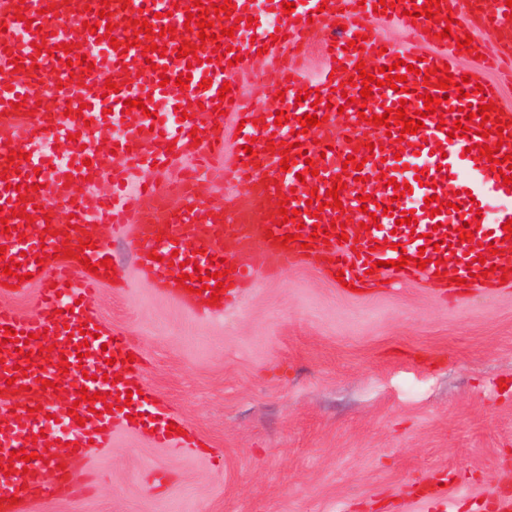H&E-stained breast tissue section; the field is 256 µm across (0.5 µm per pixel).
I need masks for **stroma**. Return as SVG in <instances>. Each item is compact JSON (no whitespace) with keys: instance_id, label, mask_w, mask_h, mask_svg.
<instances>
[{"instance_id":"1","label":"stroma","mask_w":512,"mask_h":512,"mask_svg":"<svg viewBox=\"0 0 512 512\" xmlns=\"http://www.w3.org/2000/svg\"><path fill=\"white\" fill-rule=\"evenodd\" d=\"M238 87L277 105L261 59ZM234 134L225 119L224 158L199 176L216 204ZM137 232L103 228L125 285L104 283L96 314L145 352L147 385L200 445L173 454L117 422L72 466L78 495L32 512H444L418 492L440 480L454 512H479L512 493V288L356 292L309 262L199 314L142 279Z\"/></svg>"}]
</instances>
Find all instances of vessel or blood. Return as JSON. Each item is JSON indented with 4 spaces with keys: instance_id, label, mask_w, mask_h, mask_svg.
Returning a JSON list of instances; mask_svg holds the SVG:
<instances>
[{
    "instance_id": "obj_1",
    "label": "vessel or blood",
    "mask_w": 512,
    "mask_h": 512,
    "mask_svg": "<svg viewBox=\"0 0 512 512\" xmlns=\"http://www.w3.org/2000/svg\"><path fill=\"white\" fill-rule=\"evenodd\" d=\"M282 0H271L268 10H260L259 0H235V13L254 17L252 27H239L233 36L221 37L219 42H208L197 49L199 64L188 65L180 58V35L185 34L187 6L193 0H129L120 6L111 0V17L103 19L100 0H0V14L9 23L0 32V42L7 34L33 24L26 41L10 44L0 50V217L7 219L9 234L0 233V246L7 257L20 263L22 272L33 273L41 282L36 308L27 317H19L7 306L0 305V390L8 378H15L23 386L25 400L40 404L36 415H29L24 403L11 405L0 402V463H12L10 474L0 473V512H25L37 495L69 494L70 485L64 480L63 466L85 458L88 447L108 448L112 445L111 429L116 421L132 417L134 428L152 433L161 447L194 448L198 441L194 434L185 432L183 421L161 401L144 381V360L133 356L134 346L128 336L108 328L95 313V294L104 281L103 275L86 271L78 259L56 255L57 247L82 249L91 262H99L111 255L108 240H98L95 248H86L83 229L87 224H107L119 227L137 221L140 231L131 242V249L139 260L144 281L175 294L190 307H197L199 296L193 291L198 281L195 270H222L226 276L222 302H229L243 288L254 284L258 273L281 274L288 264H301L318 259L330 274H342L348 284L368 288L375 285L379 274L373 273L375 261L396 260L400 255L411 256L412 262L396 276L408 279L422 277L436 288L448 285L449 276L473 277V285L482 290H493L500 285L512 286V273L500 275L504 266L502 255L487 257L485 263L472 261L467 254L469 244L460 241L458 227L475 219L480 227L474 240L492 245H504L512 251V238H506L504 223L512 219V191L507 190L503 178L491 171L487 158L471 157L468 148L483 141L478 134L480 125H487L488 145H500L502 152H512V110L503 109L502 119L508 124L507 138L494 133L495 122H483L481 116L468 120L469 130L464 137H449L445 127L456 120H466L464 107H479L484 100L498 96L492 76L501 64L512 61V19L507 18L504 0H440L441 8L465 4L464 19L458 32L490 29L496 31L503 44L502 52L480 60L479 73L465 74L455 38H441L442 24L426 17L412 16L413 6L425 5L426 0H398L387 8L386 15L411 32L415 42L428 45L425 54H418L412 45L386 46L380 34L373 30L369 19L379 0H300L291 14H284ZM144 18L154 28L175 26L177 39L162 36L153 38L138 34V46L127 52L114 50L105 41L106 24H113V37L125 42L126 19ZM97 24V31L84 30V22ZM331 29L332 35L323 42L326 65L316 83H308L305 72L297 65L299 50L305 46L312 28ZM366 37L363 49H347V41L356 34ZM44 41L47 50L37 53L34 44ZM79 43L83 52H91L95 66L85 73L82 84L69 80L71 72L80 71L83 52H71L69 61H58L48 53L49 48L61 43ZM157 44L151 56H144L143 46ZM238 48L244 60L256 57L259 48H266L267 69L272 72L279 88L284 89L290 107L289 120L275 126V113L263 112L261 107L233 94L231 100H220L219 90L224 83H235L239 66L230 64L229 48ZM156 63L142 80L129 79V72L140 69L146 61ZM23 63L24 73H17L16 63ZM364 64L371 75L380 68L396 66L404 76V88L409 89L413 109L424 107L421 93L440 98L435 114L424 120L422 130L415 135H402L400 126L375 129L374 149L364 148V136L355 133L348 142H337L339 127L353 128L360 116L384 114L386 109L399 108L400 95L390 87H373V98L366 107H359V87L338 91L337 85L346 82L356 64ZM415 64L416 73H409L408 64ZM448 66L454 78L468 76L464 88L425 89L423 70ZM192 79L186 88L174 86L173 81L183 72ZM168 84H161V77ZM209 79L210 88H201L202 79ZM119 83V92H106L105 80ZM42 85L46 94L63 101L66 112L49 114L35 107L33 89ZM484 86V93H476V86ZM318 88L322 103L297 101L298 92ZM468 99H461V92ZM152 98L153 102L168 106L188 107L190 119L168 123L162 130L151 127L152 120L140 109H126V100ZM116 113L130 112L138 127L137 133L121 138L115 154L123 155L124 162L116 166L113 154L101 152L99 146L110 125L104 110ZM242 121L243 129L237 135L242 145H253L254 154L239 153L231 172L234 178L246 181L248 191L242 197L225 198L222 206H214L199 191L193 181H182L180 191L187 199V210L170 214L166 222H159L153 202L159 201L161 191L156 185H143L137 174L142 167L153 163H168L180 156L193 158H223L224 133L221 126L225 115ZM311 114L322 117V124L301 132L299 116ZM24 125L30 132L32 148L28 158L11 159L14 131ZM75 135L77 145L71 159H61L42 150L48 139H66ZM405 138L406 147H399L398 138ZM299 143V150L289 155L268 150V143ZM358 154L365 163L361 180L343 173L342 164L348 155ZM293 158L289 170H281L283 158ZM315 167V174H307V167ZM306 173V180H298V173ZM344 175L346 189L340 190L342 208H324L321 219H314L310 206L311 188L327 191L336 175ZM110 177L112 193L102 196L88 191L74 195L71 187L84 179ZM397 183H409L412 191L396 197L385 178ZM25 194H18V187ZM149 201L148 209L130 213L120 199L128 190ZM369 194L373 203L365 205L361 194ZM289 196V208L299 211L297 221L278 224L280 200ZM445 200L439 216H432L425 200L430 196ZM499 201L495 220H487L482 212L490 201ZM25 206L29 219L43 224L45 216H52V235L43 237L27 231L26 220L15 217L14 211ZM367 208L379 217V225L364 230L359 225L346 226L345 237L330 236L329 240H315L309 248H302L299 239L310 235L315 227H329L332 218L344 211ZM392 208V215H384V208ZM73 213L69 224L57 221L59 210ZM412 212L416 223H401L403 212ZM291 235L292 240L280 244L279 239ZM248 242L251 256L247 260H227L224 242L227 239ZM425 256V269H418L415 257ZM495 266L492 274H484V266ZM188 274L187 287H180V274ZM86 327V334H78V327ZM16 335L5 342L6 328ZM88 342L92 353L90 377H83L76 366V344ZM47 348L49 356H41L40 348ZM67 359V372H60V359ZM120 380L109 383L111 375ZM106 393L105 401H80V389ZM124 401V409H116V401ZM85 425H78V418ZM175 425L176 434H168V425ZM44 431L46 445L33 446L28 442L34 431ZM78 444L77 452L59 451V443ZM25 449L32 454L31 462H10L11 451Z\"/></svg>"
}]
</instances>
